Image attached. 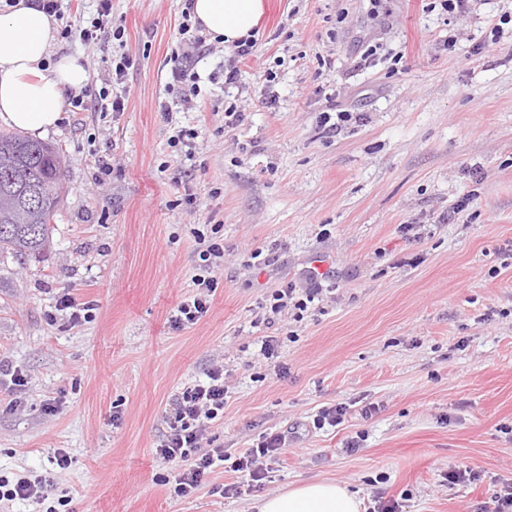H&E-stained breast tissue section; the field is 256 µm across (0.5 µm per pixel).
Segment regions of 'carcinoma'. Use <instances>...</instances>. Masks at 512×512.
I'll list each match as a JSON object with an SVG mask.
<instances>
[{"label":"carcinoma","instance_id":"carcinoma-1","mask_svg":"<svg viewBox=\"0 0 512 512\" xmlns=\"http://www.w3.org/2000/svg\"><path fill=\"white\" fill-rule=\"evenodd\" d=\"M65 161L58 146L0 133V252L40 256L62 199Z\"/></svg>","mask_w":512,"mask_h":512}]
</instances>
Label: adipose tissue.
<instances>
[{"instance_id":"obj_1","label":"adipose tissue","mask_w":512,"mask_h":512,"mask_svg":"<svg viewBox=\"0 0 512 512\" xmlns=\"http://www.w3.org/2000/svg\"><path fill=\"white\" fill-rule=\"evenodd\" d=\"M265 0H192L191 16L210 39L233 46L263 22ZM57 21L17 0L0 12V122L39 135L64 117L66 97L89 81L76 58L53 57ZM356 492L336 481H307L260 498L256 512H360Z\"/></svg>"}]
</instances>
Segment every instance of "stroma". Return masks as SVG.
<instances>
[{
	"label": "stroma",
	"instance_id": "1",
	"mask_svg": "<svg viewBox=\"0 0 512 512\" xmlns=\"http://www.w3.org/2000/svg\"><path fill=\"white\" fill-rule=\"evenodd\" d=\"M184 10L112 0L121 39L93 55L76 37L54 44L90 82L83 107L41 136L67 164L50 251L0 255V360L26 377L0 381V475L55 476L49 497L70 496V512H252L322 478L357 491L363 512L382 499L398 512H493L512 486V23L491 29L512 0L451 18L421 0H269L238 84L224 83L233 49L206 41L200 93L168 124L158 103ZM124 52L134 65L118 84ZM102 92L124 111H96ZM233 103L246 119L228 130ZM341 111L351 120L328 130ZM178 128L198 133L192 157L170 141ZM214 229L224 266L209 311L173 330L196 293L195 236ZM312 269L330 278L302 319L267 323L271 293L307 287ZM65 292L93 303L90 319L49 321ZM265 336L278 362L258 357ZM216 364L227 395L209 435L229 459L179 497L156 446L172 399ZM338 403L342 423L314 428ZM270 432L288 446L250 486L232 460ZM59 448L72 458L62 475ZM459 469L465 479L448 482Z\"/></svg>",
	"mask_w": 512,
	"mask_h": 512
}]
</instances>
